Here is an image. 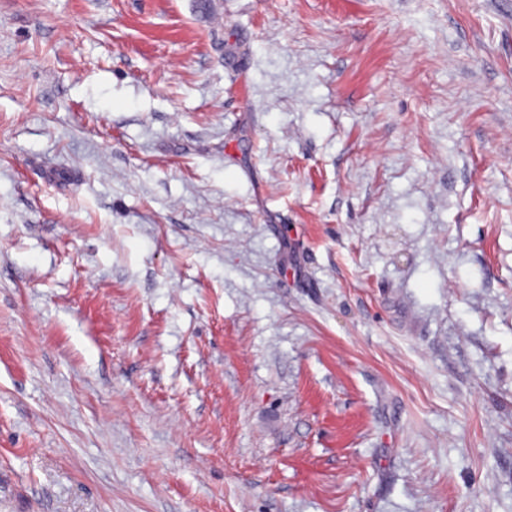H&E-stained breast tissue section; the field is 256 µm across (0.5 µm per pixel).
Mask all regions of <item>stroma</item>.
<instances>
[{
	"instance_id": "stroma-1",
	"label": "stroma",
	"mask_w": 512,
	"mask_h": 512,
	"mask_svg": "<svg viewBox=\"0 0 512 512\" xmlns=\"http://www.w3.org/2000/svg\"><path fill=\"white\" fill-rule=\"evenodd\" d=\"M0 512H512V0H0Z\"/></svg>"
}]
</instances>
